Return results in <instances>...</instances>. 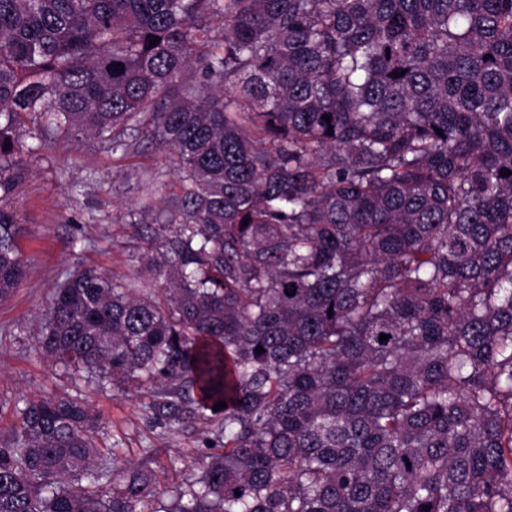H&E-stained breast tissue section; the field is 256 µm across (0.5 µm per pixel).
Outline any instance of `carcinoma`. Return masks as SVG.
<instances>
[{"instance_id": "1", "label": "carcinoma", "mask_w": 512, "mask_h": 512, "mask_svg": "<svg viewBox=\"0 0 512 512\" xmlns=\"http://www.w3.org/2000/svg\"><path fill=\"white\" fill-rule=\"evenodd\" d=\"M143 136L160 258L68 273L39 350L224 439L167 498L26 400L0 512H512V0H0V298L26 157Z\"/></svg>"}]
</instances>
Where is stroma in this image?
<instances>
[{
	"instance_id": "1",
	"label": "stroma",
	"mask_w": 512,
	"mask_h": 512,
	"mask_svg": "<svg viewBox=\"0 0 512 512\" xmlns=\"http://www.w3.org/2000/svg\"><path fill=\"white\" fill-rule=\"evenodd\" d=\"M133 163H114L110 153L86 144L42 151L15 207L25 233L20 250L25 275L0 299V439L10 433L17 401L49 394L80 396L99 414L94 437L102 448L147 465L161 486L199 471L215 439L217 423L191 417L166 430L153 420L148 396L72 380L37 349L35 328L56 284L76 265L97 267L125 283L145 274L148 225L129 221L145 193L170 200L174 165L153 140L142 141Z\"/></svg>"
}]
</instances>
